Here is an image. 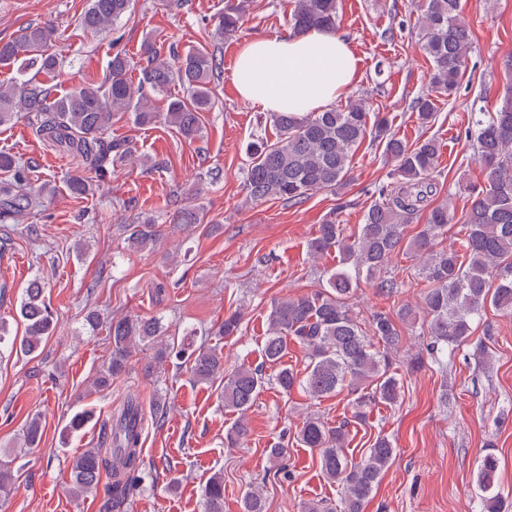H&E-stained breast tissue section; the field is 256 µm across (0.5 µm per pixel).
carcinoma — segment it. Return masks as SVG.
Masks as SVG:
<instances>
[{
	"mask_svg": "<svg viewBox=\"0 0 512 512\" xmlns=\"http://www.w3.org/2000/svg\"><path fill=\"white\" fill-rule=\"evenodd\" d=\"M134 9V0H89L80 18L81 26L100 32L116 26ZM417 22L422 49L432 64L431 83L441 93L456 94L466 60L472 49V32L460 19L459 0H418ZM242 0H226L216 29L219 38L232 36L242 20ZM337 0H293L288 17L292 34L311 29L335 31ZM54 29L48 24L31 25L16 40L0 41V65L12 66L16 75L0 85V126L19 117L27 119L36 136L78 167L66 180L67 189L80 198L93 192L94 180H103L110 166L138 160L128 140L105 137L118 115H129L138 126L156 123L173 128L193 141L202 133V113L214 107L211 82L221 69L218 57L200 48L173 54L172 61L159 59L155 41L144 37L139 61L121 50L112 54L108 73L99 87H77L56 93L44 82L60 69L57 55L48 52ZM139 76L132 80L131 69ZM35 75H30V72ZM506 88L492 112L472 118L477 159L483 166L486 185L471 191V205L453 243L444 246L456 213L451 195L427 203L436 195L440 176V145L428 138L414 145L390 132L384 116L370 115L360 104L328 108L322 112L272 114L276 139L247 146L248 164L244 188L252 202L282 200L291 205L304 202L320 190L338 191L350 179L354 149L371 136L384 145L385 157L394 164L393 186L382 190V199L371 204L355 232L331 217L318 225L309 242L312 257L336 254V267L324 272L322 288L271 303L263 360L279 366L275 384L284 393L301 388L310 398H328L342 390L352 396L351 416L335 426L311 414L297 432L300 445L318 452L323 476L340 487L334 506L308 502L302 512H363L380 476L395 459L396 448L385 436H377L358 463L348 461L345 447L348 427L362 424L373 406L394 405L402 380L391 371V354L403 347L400 325L427 326L424 352L410 358L420 369L424 358L446 366L445 358L466 344L472 325L486 309L512 318V62L507 64ZM179 85L182 94H171ZM166 100L165 111L155 107V98ZM416 119L427 126L437 115L436 100L421 96L413 102ZM31 165L0 151V223L16 222L33 205L28 179ZM95 177H90V174ZM427 211L418 231L406 237L405 228ZM206 213L200 206L180 207L172 215L175 224H202ZM156 219L143 214L130 233L131 245L143 251L155 248ZM403 253L417 260L416 272L427 283L419 309L401 307L396 315L377 311L368 328L353 316L349 301L366 282L376 292L392 296L403 286L391 269L395 256ZM19 313L25 335L10 337L0 322V346L23 355L35 353L55 329L56 320L46 302L42 281L35 277L23 291ZM110 357L106 368L92 381L93 390L108 388L122 375L136 347L162 335L156 318L123 316L108 325ZM305 349L308 365L303 375L281 366L290 345ZM189 371L199 384H221L224 409L238 415L226 434L229 447L248 436L246 413L253 407L266 381L259 368L224 367L217 347H201L191 354ZM139 403L127 399L112 424L110 448H86L71 461V494L81 496L98 488L102 472L113 478L108 485L112 510L120 512L130 492L141 482ZM43 437L41 419L31 417L23 429V447L36 448ZM475 484L483 494L487 512H502L498 491L499 462L487 455L480 463ZM262 495L247 493L242 512H264ZM204 512H224V478L216 475L204 488Z\"/></svg>",
	"mask_w": 512,
	"mask_h": 512,
	"instance_id": "1",
	"label": "carcinoma"
}]
</instances>
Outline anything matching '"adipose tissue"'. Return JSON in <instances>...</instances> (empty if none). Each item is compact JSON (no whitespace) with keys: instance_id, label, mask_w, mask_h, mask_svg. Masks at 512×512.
Here are the masks:
<instances>
[{"instance_id":"ef3b65f1","label":"adipose tissue","mask_w":512,"mask_h":512,"mask_svg":"<svg viewBox=\"0 0 512 512\" xmlns=\"http://www.w3.org/2000/svg\"><path fill=\"white\" fill-rule=\"evenodd\" d=\"M357 73L349 44L336 33L312 29L246 43L233 80L245 101L268 112H317L350 92Z\"/></svg>"}]
</instances>
